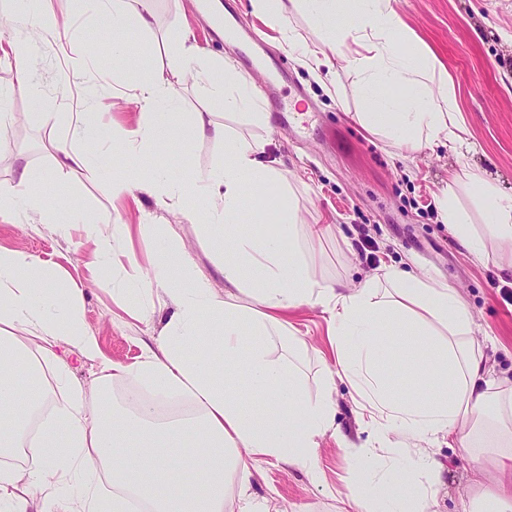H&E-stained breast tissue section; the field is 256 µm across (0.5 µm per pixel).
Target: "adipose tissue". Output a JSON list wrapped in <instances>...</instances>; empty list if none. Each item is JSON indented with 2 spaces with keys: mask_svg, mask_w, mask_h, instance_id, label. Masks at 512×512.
Segmentation results:
<instances>
[{
  "mask_svg": "<svg viewBox=\"0 0 512 512\" xmlns=\"http://www.w3.org/2000/svg\"><path fill=\"white\" fill-rule=\"evenodd\" d=\"M29 25L15 30L12 0H0V28L10 31L9 49L16 81L26 86L33 108L45 122V99L30 68V53L41 34L61 32L50 0H33ZM82 13L106 29L123 32L114 53L124 62L120 87L141 119L124 131V150H164L181 104L176 78L191 75L206 86L214 108L250 110L251 120L268 125L259 97L228 61L205 58L188 33L169 37L164 48L170 74L144 61L134 32H152V14L131 9L129 0H77ZM260 16L282 19L300 13L320 31L302 53L315 69L336 77L346 69L357 78L365 105L356 120L393 144L418 150L433 144L464 147L467 129L458 101L436 60L413 39L393 0H251ZM98 95L86 91L73 121L72 136L57 145L59 172L98 167L112 199L135 190L158 191L164 205L179 209L199 226L220 256L224 279L216 293L207 276L193 271L174 235L155 241L150 268L125 270L127 292L148 296L161 289L171 313L155 346L127 366L100 357L99 344L82 315V284L57 287L49 269L23 253L0 246V456L26 450L25 466L0 467V512H224L228 480L250 483L256 463L274 458L315 472L319 442L335 428L330 398L336 379L351 382L366 397L362 417L375 432L373 447L384 448L395 427L425 441L447 439L474 463H481L485 438L503 451L493 483L481 486L469 512H512V384L491 377L472 336V316L458 291L394 267L349 287L315 270L302 243L319 236L318 224H301L279 171L262 159L263 144L230 134L223 125L197 122L184 144L208 134L223 141L222 166L173 180L165 168L139 179L130 168L109 164V134L97 112ZM479 204L471 213L454 192L438 201L441 221L476 257L495 253L501 269L512 272V195L500 193L481 171L460 166L452 176ZM57 223L44 192L28 173L0 185V221L13 222L18 210ZM486 231L478 233L474 220ZM97 249L92 272L110 269L113 241L129 238L127 225L104 230L85 211L69 214ZM277 223L280 233L261 232ZM250 232H241V225ZM321 307L336 348V367L324 373L315 395H304L300 363L305 343L289 331L287 315L302 306ZM413 355L423 390L399 397L387 362L395 350ZM101 359L110 377H133L163 396L188 399L190 415L158 421L153 408L115 411L105 386L89 387L70 375L65 352ZM60 393L44 418L46 382ZM497 395V414L481 416L488 392ZM414 476L394 461L374 495L385 512H425ZM49 495L34 501L28 490Z\"/></svg>",
  "mask_w": 512,
  "mask_h": 512,
  "instance_id": "ef3b65f1",
  "label": "adipose tissue"
}]
</instances>
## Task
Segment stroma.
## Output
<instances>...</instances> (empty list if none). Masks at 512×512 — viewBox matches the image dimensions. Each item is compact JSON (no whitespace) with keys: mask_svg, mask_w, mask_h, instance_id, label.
Segmentation results:
<instances>
[{"mask_svg":"<svg viewBox=\"0 0 512 512\" xmlns=\"http://www.w3.org/2000/svg\"><path fill=\"white\" fill-rule=\"evenodd\" d=\"M212 0H132L140 12L152 13L155 26L144 39L155 67L168 70L162 44L167 36L190 31L207 52L230 59L240 66L246 79L261 82L272 72L276 95L289 107L306 112L305 129L273 116L270 127L253 124L247 115L209 112L203 92L192 80H182L178 91L182 108L174 122L175 136L166 152L154 155L155 165L169 157L182 158V172L206 170L224 160L223 142L203 137L184 146L179 133L198 114L224 125L250 142L266 145L283 180L290 186L301 223L326 224L330 231L313 250L321 259L320 273L346 283L374 275L383 265H393L411 274L448 283L459 292L473 319V336L480 343L492 377L512 381V302L504 290L512 291V277L502 274L495 256L477 259L452 235L440 220L437 201L445 191H454L464 205H472L467 191L453 185L457 169L455 151L434 144L413 150L399 147L368 133L353 121L361 102L353 74L340 72L337 85L324 74L314 73L300 58L302 42L317 41L319 33L300 14L278 22L254 14L251 0H232L241 25L263 39L261 71L243 67L241 56L249 48L229 42L218 26L225 17L208 18ZM396 10L424 48L436 57L448 74L459 103L461 118L473 144L469 165L484 172L501 192L512 193V0H396ZM292 28L297 46L285 42L283 28ZM112 34L95 21H78L64 40L48 35L39 41L33 73L45 95L49 112L79 111V95L87 85H96L99 110L104 124L131 129L137 124L138 109L129 99L113 93V76L118 64L112 52ZM97 47L94 64L83 58L84 44ZM13 67L0 53V82L12 83L7 110L11 115L0 138V182H11L28 172L42 183L54 208L69 212L81 207L104 225L157 224L172 226L188 249L196 268L211 279L216 291H223L224 279L216 274V254L202 237L197 225L177 222L175 215L153 196L139 193L137 201L113 205L101 185V177L87 170L56 171V140L70 136L68 123L46 126L33 114L28 90L12 82ZM78 229L62 235L56 227L39 224L37 216H21L13 224L0 223V245L45 262L61 283L85 282L88 288L82 312L90 331L97 336L105 358L130 364L154 344L165 318L161 296L143 303L139 318L130 317V305L113 275L91 281L86 268L91 249L74 248ZM297 334L307 343L304 372L308 394H315L325 369L333 365L334 350L327 323L317 307L306 306L290 318ZM74 378L89 386L107 384L116 404H124L125 393L136 380L104 382L99 362L69 356ZM336 435L325 436L318 453L319 478L287 463L270 459L261 462L247 491L236 484L226 486L224 512H244L247 504L272 501L276 512H345L349 498L365 487L370 477L387 470L394 455L411 464L419 455L404 428H396L389 448L375 449L372 456L359 457L358 449L369 431L362 420L357 396L351 385L337 380L332 391ZM434 471L417 470L419 490L435 487L426 501V512H463L477 491L478 482H491L496 473L486 468L476 474L472 461L460 449L446 443L426 445Z\"/></svg>","mask_w":512,"mask_h":512,"instance_id":"1","label":"stroma"}]
</instances>
